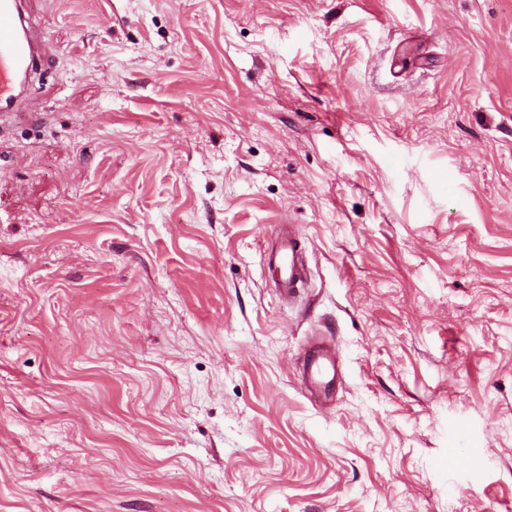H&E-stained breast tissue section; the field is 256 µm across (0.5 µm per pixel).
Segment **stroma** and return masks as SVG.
Instances as JSON below:
<instances>
[{
  "label": "stroma",
  "instance_id": "stroma-1",
  "mask_svg": "<svg viewBox=\"0 0 512 512\" xmlns=\"http://www.w3.org/2000/svg\"><path fill=\"white\" fill-rule=\"evenodd\" d=\"M35 12L54 58L0 137V512H512V0ZM300 251L295 231L288 229L281 231L277 243L266 253L267 265L277 273L273 278L275 288L285 298L295 297L296 288L302 282L303 263ZM334 355L325 346L315 348V354L307 359L311 393L325 391L334 380ZM331 371L333 374L331 375Z\"/></svg>",
  "mask_w": 512,
  "mask_h": 512
}]
</instances>
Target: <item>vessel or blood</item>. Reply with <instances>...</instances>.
Returning a JSON list of instances; mask_svg holds the SVG:
<instances>
[{
  "instance_id": "b4317fda",
  "label": "vessel or blood",
  "mask_w": 512,
  "mask_h": 512,
  "mask_svg": "<svg viewBox=\"0 0 512 512\" xmlns=\"http://www.w3.org/2000/svg\"><path fill=\"white\" fill-rule=\"evenodd\" d=\"M34 0H0V129L9 130L25 109L27 92L41 76L51 57L46 39L31 19ZM301 247L293 230L281 231L266 254L274 268V284L284 297H294L303 278ZM334 355L327 347L316 348L308 359L310 392L325 390L334 380Z\"/></svg>"
}]
</instances>
